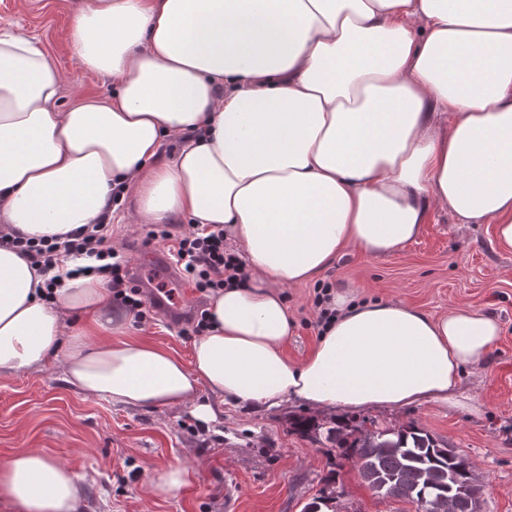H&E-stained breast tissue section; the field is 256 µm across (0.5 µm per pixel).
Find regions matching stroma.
<instances>
[{"mask_svg": "<svg viewBox=\"0 0 512 512\" xmlns=\"http://www.w3.org/2000/svg\"><path fill=\"white\" fill-rule=\"evenodd\" d=\"M78 3L0 0V25L35 41L64 71L66 106L77 95L103 98L115 87L111 78L73 62L63 32ZM134 205L126 197L113 213L111 243L136 265L146 250L165 252L169 243L146 241L149 225L127 223L123 213ZM319 282L351 289L361 300L391 301L433 316L468 305L498 320L501 336L485 370L462 375L474 409L426 403L366 409L347 419L366 430L424 429L471 459L483 484L480 512H512V252L497 248L492 225H462L439 209L403 249L386 256L343 250L316 280L284 289L294 320L285 348L289 362L306 361L318 343L313 301ZM128 333L190 356L191 338L161 317L130 325ZM303 414L291 402L263 411L228 407L223 425L206 429L176 408H134L88 397L51 365L0 375V465L26 449H43L81 477L84 512H302L325 490L335 495L329 512H417L415 504L375 495L324 436L294 430L293 419ZM168 464L192 469L193 480L177 496L149 497L154 468Z\"/></svg>", "mask_w": 512, "mask_h": 512, "instance_id": "1", "label": "stroma"}]
</instances>
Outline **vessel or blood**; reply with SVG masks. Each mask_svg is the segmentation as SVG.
I'll use <instances>...</instances> for the list:
<instances>
[{"mask_svg": "<svg viewBox=\"0 0 512 512\" xmlns=\"http://www.w3.org/2000/svg\"><path fill=\"white\" fill-rule=\"evenodd\" d=\"M177 271L172 260L163 253H151L144 264V279L140 284L149 304L155 311L173 324L187 323L193 316L196 304L178 300L170 285Z\"/></svg>", "mask_w": 512, "mask_h": 512, "instance_id": "b4317fda", "label": "vessel or blood"}]
</instances>
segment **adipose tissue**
<instances>
[{
	"label": "adipose tissue",
	"instance_id": "adipose-tissue-1",
	"mask_svg": "<svg viewBox=\"0 0 512 512\" xmlns=\"http://www.w3.org/2000/svg\"><path fill=\"white\" fill-rule=\"evenodd\" d=\"M64 36L117 87L61 108L64 72L0 33V223L62 241L131 188L130 223L223 225L248 281L212 295L186 362L125 339L98 277L64 279L48 302L44 275L0 246V375L54 361L78 391L205 426L228 405L287 400L317 413L469 406L461 375L485 365L495 319L336 291L335 321L294 364L282 290L342 249L399 251L435 209L493 225L512 252V0H83ZM75 312L89 323L70 324ZM0 502L83 512L84 491L30 448L0 465Z\"/></svg>",
	"mask_w": 512,
	"mask_h": 512
}]
</instances>
